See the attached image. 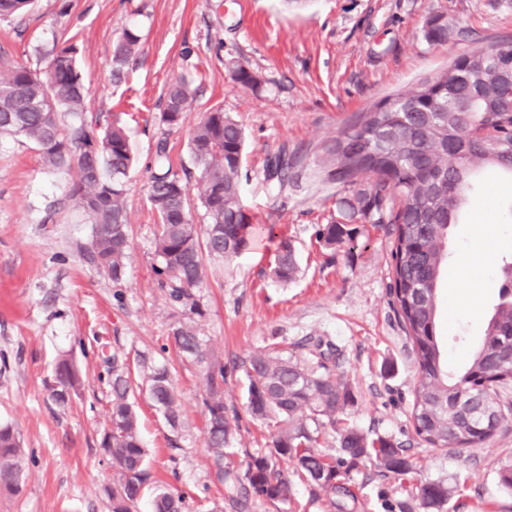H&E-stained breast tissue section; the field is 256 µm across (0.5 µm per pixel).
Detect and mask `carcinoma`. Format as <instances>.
<instances>
[{
	"label": "carcinoma",
	"mask_w": 512,
	"mask_h": 512,
	"mask_svg": "<svg viewBox=\"0 0 512 512\" xmlns=\"http://www.w3.org/2000/svg\"><path fill=\"white\" fill-rule=\"evenodd\" d=\"M35 0H0V16H20ZM430 44L448 38V21L431 17L424 27ZM139 32L127 29L112 48V80L118 84L135 57ZM79 45L71 36L53 40L45 76L13 63L0 48V137L28 141L52 171L77 170L69 197L91 224L89 254L112 279L124 274L129 251V216L126 180L133 167L129 136L120 119L100 126L89 111L83 78L77 66ZM512 62V43L469 53L468 73L458 79L446 70L426 81L413 94L394 99L390 111L366 112L351 128L334 139L327 150L328 176L346 186L352 199L345 201L352 215L377 224L391 225V304L410 340L418 379L414 386L410 419L425 445L447 451L475 448L492 437L484 431V418L497 415L494 430L505 417L497 406V392L471 386L472 378L491 373L505 383L512 379V361L498 353L501 336L512 328V261L501 268L499 301L488 319L482 345L455 375L448 365L437 334L440 284L448 267V229L457 223L471 195L482 185L477 173L491 168L512 176V138L488 135L470 138L473 128L496 127L509 121L512 99L500 96L504 71L496 62ZM195 89L193 79L180 77L165 94L160 122L177 126L183 120ZM244 133L224 108L211 109L195 128L189 150L200 171L199 200L206 220L199 238L190 216L185 186L168 168L152 176L149 199L157 216L159 234L155 267L169 297L194 313L193 289L206 275V260L231 259L250 242L240 193ZM293 167L288 155L270 165L271 177L283 182ZM375 180L363 184L365 176ZM359 228L326 224L318 230L319 242L334 248L353 240ZM299 271L291 241L279 238L270 273L280 283L296 279ZM175 349L195 359L203 358L196 329L182 323L172 331ZM322 373L270 352L252 355L245 362L246 406L250 415L270 428L267 453L250 455L239 480V496L285 503L291 492L288 473L303 478L315 492L326 494L330 506L342 508L355 498L348 473L362 464L382 477L414 472L402 445L388 437L369 438L343 422L354 397L335 373L336 348L318 343ZM225 370L221 362L208 366L206 391L207 446L224 477V445L233 428L224 403ZM55 400L66 405L78 383L75 367L67 361L56 371ZM132 389L117 357H112L111 428L101 447L112 460L114 479L109 496L112 512H135L150 473L146 469L138 416L130 401ZM149 395L171 427L180 420L181 407L169 373L154 371ZM337 429L339 455L317 448L320 429ZM25 458L15 429L0 425V488L16 489ZM416 497L427 512H440L451 490L440 480L418 479ZM183 499L158 490L153 512H184Z\"/></svg>",
	"instance_id": "cac0c4a2"
}]
</instances>
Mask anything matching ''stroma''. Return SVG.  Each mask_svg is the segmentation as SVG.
<instances>
[{"mask_svg": "<svg viewBox=\"0 0 512 512\" xmlns=\"http://www.w3.org/2000/svg\"><path fill=\"white\" fill-rule=\"evenodd\" d=\"M437 15L448 21V39L432 45L423 27ZM133 27L140 50L116 85L112 46ZM72 35L92 112L120 115L136 158L127 182L130 248L124 278L113 281L84 252L91 226L68 198L73 173L44 168L25 142L0 140V422L15 428L29 456L19 491L0 490V512H112L113 469L101 449L112 355L135 388L147 468L183 498L185 512H334L299 477L284 504L242 502L233 489L247 456L269 443L268 427L246 408L242 361L274 347L314 369L319 339L335 344V373L354 394L349 424L400 442L418 477L447 480L454 493L442 512H512V491L499 484L501 468L512 465V383L500 390L511 411L492 438L460 452L419 445L410 422L416 364L388 297L389 227L363 223L354 243L332 250L317 240L322 225L350 221L341 206L348 192L322 163L336 135L463 54L512 42V0H36L25 16L0 19V47L40 72L53 41ZM239 63L258 87L236 80ZM184 74L194 76L196 95L182 123L170 127L159 120L161 98ZM218 105L245 131L242 201L255 233L234 260L208 261L191 316L154 271L150 177L161 145L174 171L192 169L190 133ZM282 152L295 164L281 183L269 178L267 162ZM480 180L484 194L449 237L454 262L470 266L461 275L448 269L441 290L440 339L452 372L481 341L501 260L512 254V224L500 221L512 183L492 169ZM280 236L301 267L289 284L269 275ZM188 320L205 361L173 346V327ZM63 359L81 375L65 408L53 396ZM213 360L224 364V401L239 416L222 482L206 445L202 379ZM158 368L168 370L181 405L174 428L146 390ZM349 476L356 499L346 512H422L409 481L364 467Z\"/></svg>", "mask_w": 512, "mask_h": 512, "instance_id": "35a3bbf8", "label": "stroma"}]
</instances>
